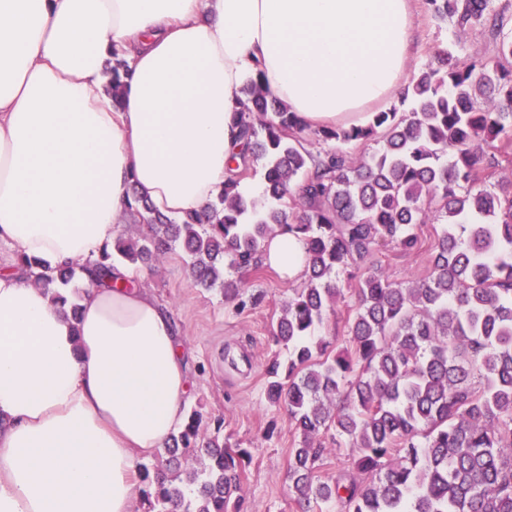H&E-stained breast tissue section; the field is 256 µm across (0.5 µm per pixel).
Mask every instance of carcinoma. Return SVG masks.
Segmentation results:
<instances>
[{"instance_id": "obj_1", "label": "carcinoma", "mask_w": 512, "mask_h": 512, "mask_svg": "<svg viewBox=\"0 0 512 512\" xmlns=\"http://www.w3.org/2000/svg\"><path fill=\"white\" fill-rule=\"evenodd\" d=\"M433 16L462 30L492 27L495 55L460 65L445 55L425 64L404 97L414 106L374 113L366 126L317 128L341 148L312 154L305 126L255 78L234 117L235 172L204 210L184 218L157 211L132 191L128 214L148 225L141 239L117 237L95 260L50 267L17 258L32 282L68 285L85 273L112 281V262L150 267L178 244L193 287L242 295L227 269L258 273L273 228L306 243L304 287L276 323L288 350L265 366L266 396L285 405L296 447L288 469L296 512H512V181L484 184L479 145H512V27L494 0H426ZM127 61L113 55V101ZM262 198L247 200L238 180L256 163ZM438 224L428 273L410 285L388 279L372 261L382 247L411 251L419 228ZM364 269L354 287L337 275ZM352 293L347 334L332 350L320 337L327 308ZM202 414L187 416L170 439L162 467L138 476L154 485L146 512H240L250 454L207 438ZM355 448L350 472L320 476L334 449L322 433ZM200 468L186 469L188 460Z\"/></svg>"}]
</instances>
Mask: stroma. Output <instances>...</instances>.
Returning <instances> with one entry per match:
<instances>
[{"mask_svg":"<svg viewBox=\"0 0 512 512\" xmlns=\"http://www.w3.org/2000/svg\"><path fill=\"white\" fill-rule=\"evenodd\" d=\"M413 24L416 38L407 70L411 78L436 55L449 53L466 62L471 54L489 56L495 49L488 30L457 33L451 22L432 18L425 0H415ZM435 235V225H423V249L409 253L386 247L374 261L391 280L415 281L427 272L428 247ZM143 274L144 286L172 308L194 351L195 389L189 408L202 414L209 433L215 419H223L225 436L251 455L241 484L242 512H291L288 464L295 434L284 407L266 398L264 371L267 357L278 349L272 324L292 294L291 285L268 268L258 274L232 272L246 294L259 297L241 308L219 289L190 287L184 254L177 248Z\"/></svg>","mask_w":512,"mask_h":512,"instance_id":"stroma-1","label":"stroma"}]
</instances>
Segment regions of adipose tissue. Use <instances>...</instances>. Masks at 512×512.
Returning <instances> with one entry per match:
<instances>
[{
	"label": "adipose tissue",
	"mask_w": 512,
	"mask_h": 512,
	"mask_svg": "<svg viewBox=\"0 0 512 512\" xmlns=\"http://www.w3.org/2000/svg\"><path fill=\"white\" fill-rule=\"evenodd\" d=\"M412 2L0 0V512H135L136 462L163 454L194 385L192 348L135 268L85 284L75 323L17 257L97 258L135 187L165 214L201 210L252 78L308 127L367 123L406 76ZM261 258L295 282L306 245L280 232Z\"/></svg>",
	"instance_id": "1"
}]
</instances>
